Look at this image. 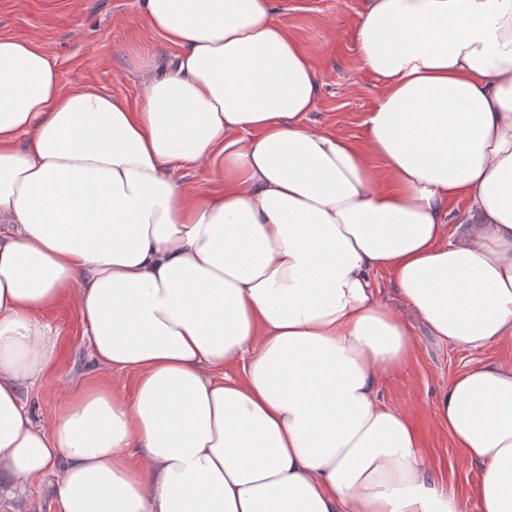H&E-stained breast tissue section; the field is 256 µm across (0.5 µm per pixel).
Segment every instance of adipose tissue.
I'll return each instance as SVG.
<instances>
[{
    "label": "adipose tissue",
    "instance_id": "1",
    "mask_svg": "<svg viewBox=\"0 0 512 512\" xmlns=\"http://www.w3.org/2000/svg\"><path fill=\"white\" fill-rule=\"evenodd\" d=\"M177 47L137 105L63 88L0 37V478L54 512H466L380 381L415 346L512 343V0H364L381 93L361 142L320 98L274 0H139ZM220 161L199 199L171 171ZM467 210L448 226V203ZM389 272L403 303L378 298ZM71 299L97 366L36 420L44 313ZM437 419L512 512V364L455 374Z\"/></svg>",
    "mask_w": 512,
    "mask_h": 512
}]
</instances>
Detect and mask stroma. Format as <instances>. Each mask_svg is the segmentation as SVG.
I'll use <instances>...</instances> for the list:
<instances>
[{"label": "stroma", "mask_w": 512, "mask_h": 512, "mask_svg": "<svg viewBox=\"0 0 512 512\" xmlns=\"http://www.w3.org/2000/svg\"><path fill=\"white\" fill-rule=\"evenodd\" d=\"M290 36L306 51L320 86L309 124L357 139L377 103L378 80L361 66L353 29L362 0H275ZM0 36L30 39L45 48L64 86L91 83L101 91L136 102L144 81L159 72L177 50L157 36L142 17L138 0H0ZM45 319L60 337L46 378L22 396L35 418L46 423L59 413L61 386L76 379H101L82 336L76 306L63 301ZM408 322L415 341L410 364L383 380V398L409 412L423 438L422 453L450 491L474 499L480 469L469 463L436 419L449 379L479 360L512 362L511 345L481 350L440 343L416 317Z\"/></svg>", "instance_id": "stroma-1"}]
</instances>
